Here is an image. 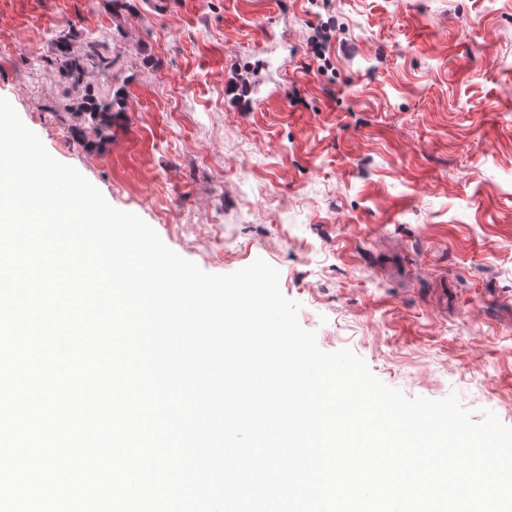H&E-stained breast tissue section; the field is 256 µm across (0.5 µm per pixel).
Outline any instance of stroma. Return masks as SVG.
I'll list each match as a JSON object with an SVG mask.
<instances>
[{
	"label": "stroma",
	"instance_id": "obj_1",
	"mask_svg": "<svg viewBox=\"0 0 512 512\" xmlns=\"http://www.w3.org/2000/svg\"><path fill=\"white\" fill-rule=\"evenodd\" d=\"M131 4L0 0V97L47 151L204 271L277 268L323 351L512 426V0ZM55 32L115 60L102 145L60 108Z\"/></svg>",
	"mask_w": 512,
	"mask_h": 512
}]
</instances>
